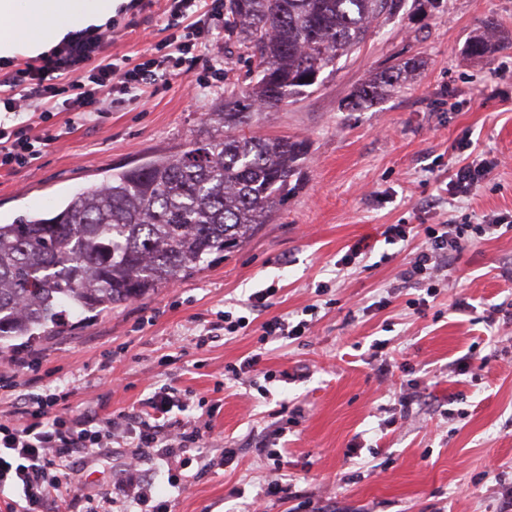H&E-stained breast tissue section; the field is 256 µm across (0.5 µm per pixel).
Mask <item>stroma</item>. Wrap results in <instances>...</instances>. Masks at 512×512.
Here are the masks:
<instances>
[{
  "instance_id": "stroma-1",
  "label": "stroma",
  "mask_w": 512,
  "mask_h": 512,
  "mask_svg": "<svg viewBox=\"0 0 512 512\" xmlns=\"http://www.w3.org/2000/svg\"><path fill=\"white\" fill-rule=\"evenodd\" d=\"M132 2L107 32L109 54L134 66L156 56L165 34L157 8ZM487 19L512 36V0H405L306 96L255 124L257 135L309 144L299 186L271 223L196 274L19 345L0 365L38 361L39 371L21 376L22 391L67 392L81 413L131 409L166 383L216 406L223 444L190 451L179 486L154 459L142 466L153 503L170 512H244L274 473L289 490L267 498V512H502L512 498V484L496 478L512 469V321L483 317L512 303V279L501 276L512 266V231L468 246L448 270L449 288L421 314L412 305L418 290L395 286L409 250L383 237L389 224H478L512 211V46L484 57L467 51ZM246 57L219 25L190 77L92 121L58 113L50 123L64 138L32 165L0 172V224L50 214L112 168L210 134L207 115L225 88H252ZM411 57L419 70L371 107L348 108L356 86ZM219 61L225 76L214 82ZM467 154L502 164L469 197L454 198L448 177ZM361 240L366 254L341 266ZM264 288L274 294L252 318L248 298ZM385 296L389 305L379 307ZM225 311L248 326L198 345L223 327ZM280 316L312 317L311 334L264 336L262 322ZM254 354L257 367L225 378V366ZM268 371L276 381L265 380ZM398 391L417 397L400 421L391 411ZM279 434L284 451L274 461L259 443ZM123 461L120 448L77 457L79 493L112 489Z\"/></svg>"
}]
</instances>
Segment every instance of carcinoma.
<instances>
[{
  "mask_svg": "<svg viewBox=\"0 0 512 512\" xmlns=\"http://www.w3.org/2000/svg\"><path fill=\"white\" fill-rule=\"evenodd\" d=\"M404 0H225L224 31L255 62L249 93L224 91L214 133L172 154L116 169L45 218L0 224V353L58 333L66 314L142 298L240 249L296 189L304 140L257 138L259 111L297 99ZM468 51L492 49L495 26ZM418 62L382 70L351 93L358 109Z\"/></svg>",
  "mask_w": 512,
  "mask_h": 512,
  "instance_id": "cac0c4a2",
  "label": "carcinoma"
}]
</instances>
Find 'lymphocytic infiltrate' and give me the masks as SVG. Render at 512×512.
Instances as JSON below:
<instances>
[{
	"label": "lymphocytic infiltrate",
	"mask_w": 512,
	"mask_h": 512,
	"mask_svg": "<svg viewBox=\"0 0 512 512\" xmlns=\"http://www.w3.org/2000/svg\"><path fill=\"white\" fill-rule=\"evenodd\" d=\"M202 0H165V11L173 19L166 37V51L160 56L127 67L124 60L107 57L81 78L46 83L40 70L24 68L0 86V106L17 121L0 123V170H12L37 160L47 137L33 135L24 120L22 104L37 99L59 104L61 110L86 118L102 112L113 100L138 102L151 82L188 75L196 62L198 41L206 25L199 14ZM184 27H177V20ZM512 225V213H499L482 224L389 225V243L420 239L412 258L401 274L402 284L425 289L417 307L423 308L443 285L448 268L474 240L491 236ZM190 393L175 394L173 387L160 388L131 410L95 415H73L66 397L57 393L24 395L18 419L0 422V492L19 488L23 501L19 512H48L50 506L73 505L78 497L72 485L74 458L84 454L104 455L112 444L133 449L134 459L125 470L126 485L135 487L137 502H145L151 488L141 478L138 458L153 456L170 463L178 453L198 447L207 425L172 417V410H187Z\"/></svg>",
	"instance_id": "obj_1"
}]
</instances>
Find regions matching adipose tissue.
I'll use <instances>...</instances> for the list:
<instances>
[{
    "mask_svg": "<svg viewBox=\"0 0 512 512\" xmlns=\"http://www.w3.org/2000/svg\"><path fill=\"white\" fill-rule=\"evenodd\" d=\"M127 0H0V59L34 58L104 27Z\"/></svg>",
    "mask_w": 512,
    "mask_h": 512,
    "instance_id": "adipose-tissue-1",
    "label": "adipose tissue"
}]
</instances>
